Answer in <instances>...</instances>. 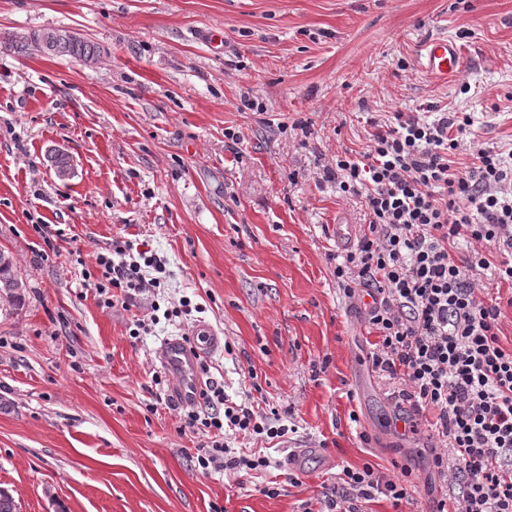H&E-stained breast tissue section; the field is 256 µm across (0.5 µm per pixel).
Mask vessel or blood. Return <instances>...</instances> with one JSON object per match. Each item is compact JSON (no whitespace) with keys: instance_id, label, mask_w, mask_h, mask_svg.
I'll return each instance as SVG.
<instances>
[{"instance_id":"obj_1","label":"vessel or blood","mask_w":512,"mask_h":512,"mask_svg":"<svg viewBox=\"0 0 512 512\" xmlns=\"http://www.w3.org/2000/svg\"><path fill=\"white\" fill-rule=\"evenodd\" d=\"M423 59L426 71L442 82L457 76L462 65L456 47L440 38L425 44ZM222 344V337L204 322L195 326L192 341H185L180 336H169L162 340L156 357L174 379L171 387L174 398L187 404L198 398L203 387L201 363Z\"/></svg>"}]
</instances>
